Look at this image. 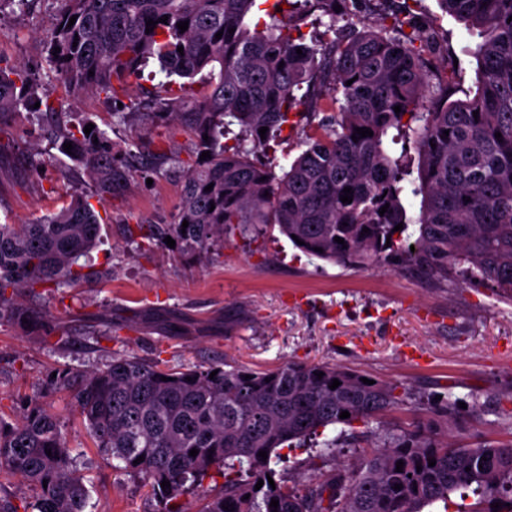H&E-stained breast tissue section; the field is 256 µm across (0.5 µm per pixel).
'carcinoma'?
Listing matches in <instances>:
<instances>
[{
  "mask_svg": "<svg viewBox=\"0 0 512 512\" xmlns=\"http://www.w3.org/2000/svg\"><path fill=\"white\" fill-rule=\"evenodd\" d=\"M56 2L43 52L59 84L127 99L112 113L121 123L140 109L133 84L147 70L158 79L153 117L177 120L193 136L195 163L175 161L183 193L174 220L139 224L129 236L157 246L169 236L180 253L195 254L224 241L235 224L258 231L275 224L319 260L358 269L388 264L512 300V0H440L481 38L477 90L457 100L448 40L421 17V0L384 5L348 34L336 24L359 0H264L269 21L253 25L257 0ZM165 15L167 23L159 22ZM150 19L156 26L148 33ZM198 78L207 82L204 95L193 88ZM55 92L38 73L0 58V117L24 109L52 118L54 146L63 154V144L72 143L68 158L91 185L58 211L0 224V324L31 334L41 329V316L15 296L25 289L38 300L61 296L96 276L77 269L101 239L90 199L112 197L126 176L116 155L132 152L97 124L85 134L92 119L69 118ZM338 93L333 123L299 129L301 101ZM286 125L301 152L279 176L271 151ZM363 127L373 135L352 140ZM412 149L416 182L407 180ZM204 151L210 158L200 159ZM346 187L350 203L340 200ZM409 194L421 197L415 219L402 204ZM361 378L324 363L176 371L114 357L100 368L58 372L49 385L72 392L95 447L143 482L157 512H185L180 498L213 472L223 476V490L205 498L199 512H424L436 503L448 509L453 495L477 498L475 512H512V444L449 442L447 400L434 403L429 419L386 431L352 478L335 473L306 494L276 478L271 461H280L281 449L332 425L367 422L398 403L392 387ZM335 379L341 385L332 390ZM343 411L350 417L340 418ZM3 474L26 482L34 495L18 505L0 496V512H87L86 475L58 418L35 399L15 419L0 415Z\"/></svg>",
  "mask_w": 512,
  "mask_h": 512,
  "instance_id": "obj_1",
  "label": "carcinoma"
}]
</instances>
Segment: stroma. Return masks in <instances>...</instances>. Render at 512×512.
<instances>
[{
  "label": "stroma",
  "mask_w": 512,
  "mask_h": 512,
  "mask_svg": "<svg viewBox=\"0 0 512 512\" xmlns=\"http://www.w3.org/2000/svg\"><path fill=\"white\" fill-rule=\"evenodd\" d=\"M420 8L447 37L448 53L458 60L455 95L465 98L475 87L472 52L480 38L438 0H422ZM51 19V0L0 18V57L40 71L47 83L54 74L40 39ZM112 138L135 142L137 157L120 159L130 176L98 209L102 242L90 257L107 279L89 281L64 300L38 302L49 322L65 324L68 340L0 325V415L15 417L25 398L39 396L81 455L93 512H155L157 504L137 478L98 454L68 393L47 390L46 382L56 370L92 369L115 355L174 369L225 363L265 371L321 362L394 387L398 403L384 415L328 427L306 445L284 449L277 475L303 492L329 470L354 475L363 445L423 419L439 395L459 405L448 428L456 442L512 441V301L384 265L344 268L307 256L273 225L248 236L228 229L223 245L200 255L149 246L127 229L172 222L181 186L157 157L194 161L191 137L144 110L116 126ZM87 187L35 117L22 110L0 120V222L25 223ZM103 315L111 336L88 338V324Z\"/></svg>",
  "instance_id": "obj_1"
}]
</instances>
